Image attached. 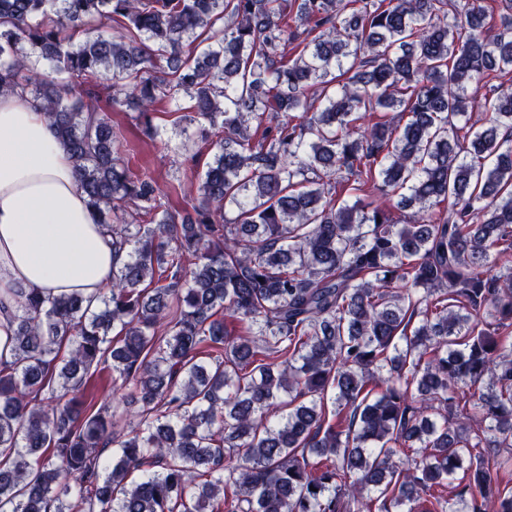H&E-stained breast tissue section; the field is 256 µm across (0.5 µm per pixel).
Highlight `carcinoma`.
<instances>
[{
	"label": "carcinoma",
	"mask_w": 512,
	"mask_h": 512,
	"mask_svg": "<svg viewBox=\"0 0 512 512\" xmlns=\"http://www.w3.org/2000/svg\"><path fill=\"white\" fill-rule=\"evenodd\" d=\"M510 69L481 0H0V93L41 102L126 256L94 308L16 295L0 512H512V86L458 136ZM100 88L149 138L189 97L219 148L193 216ZM500 82H504L506 86L512 84V71L511 73H503V77L500 79L495 78L489 81L484 79L472 82L468 87V95L475 99V105H480L484 102V96L491 94V90Z\"/></svg>",
	"instance_id": "carcinoma-1"
}]
</instances>
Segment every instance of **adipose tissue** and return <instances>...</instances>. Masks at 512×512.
Segmentation results:
<instances>
[{"label": "adipose tissue", "instance_id": "1", "mask_svg": "<svg viewBox=\"0 0 512 512\" xmlns=\"http://www.w3.org/2000/svg\"><path fill=\"white\" fill-rule=\"evenodd\" d=\"M122 256L79 187L39 101L0 95V359L14 335L16 291L97 299Z\"/></svg>", "mask_w": 512, "mask_h": 512}]
</instances>
